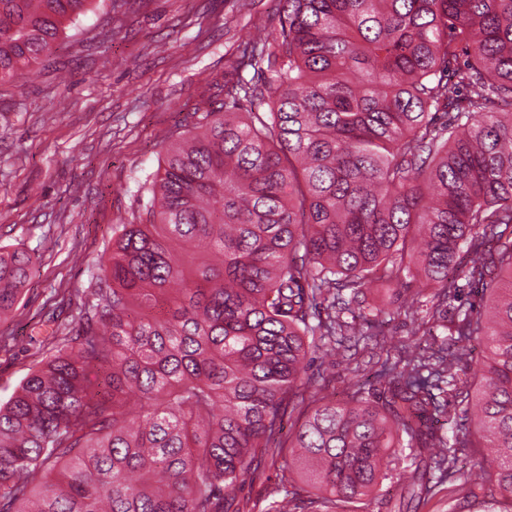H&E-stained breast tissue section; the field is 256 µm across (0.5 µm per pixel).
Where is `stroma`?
<instances>
[{"label": "stroma", "instance_id": "stroma-1", "mask_svg": "<svg viewBox=\"0 0 512 512\" xmlns=\"http://www.w3.org/2000/svg\"><path fill=\"white\" fill-rule=\"evenodd\" d=\"M278 0H94L35 72L0 84V245L33 258L25 289L0 317V404L16 392L56 337L72 328L112 227L139 213L146 175L197 111L224 99V73L243 44L279 25ZM367 305L391 314L383 348L331 364L314 358L306 396L346 399L373 377L387 352L426 345L395 316L397 289L372 284ZM300 471L290 456L265 458L246 477L235 512H272L283 482ZM365 512H453L447 484L425 499L401 498L387 481Z\"/></svg>", "mask_w": 512, "mask_h": 512}]
</instances>
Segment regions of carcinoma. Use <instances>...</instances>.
<instances>
[{
    "label": "carcinoma",
    "mask_w": 512,
    "mask_h": 512,
    "mask_svg": "<svg viewBox=\"0 0 512 512\" xmlns=\"http://www.w3.org/2000/svg\"><path fill=\"white\" fill-rule=\"evenodd\" d=\"M92 0H0V83L38 65ZM204 111L147 176L138 223L116 224L74 336L0 405V512H229L256 459L299 457L283 499L349 512L414 466L461 503L512 512V0H279ZM266 74L253 84L242 73ZM465 277L489 290L448 347L397 351L375 400L305 402L306 360L340 356L373 282L420 279L434 314ZM29 252L0 247V314ZM349 292L343 298V292ZM322 305L325 318L309 324ZM420 296L396 314L415 322ZM95 373V380L89 374ZM477 379L475 397L458 373ZM464 427L428 426L443 409Z\"/></svg>",
    "instance_id": "1"
}]
</instances>
